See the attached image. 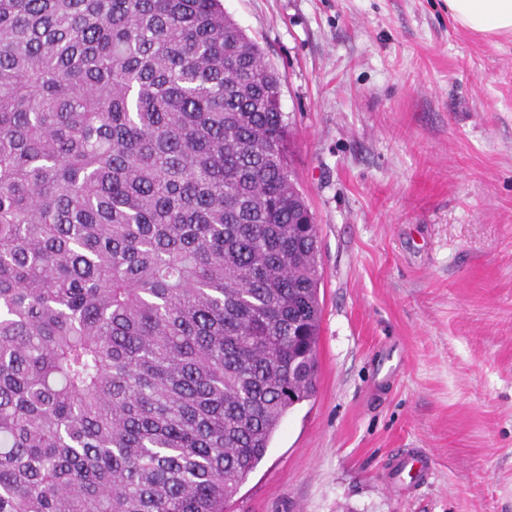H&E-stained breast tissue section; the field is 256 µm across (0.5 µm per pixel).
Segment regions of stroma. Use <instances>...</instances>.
<instances>
[{"label": "stroma", "instance_id": "obj_1", "mask_svg": "<svg viewBox=\"0 0 512 512\" xmlns=\"http://www.w3.org/2000/svg\"><path fill=\"white\" fill-rule=\"evenodd\" d=\"M223 4L280 77L323 303L317 392L228 512H512V34L446 0Z\"/></svg>", "mask_w": 512, "mask_h": 512}]
</instances>
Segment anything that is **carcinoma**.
<instances>
[{
  "label": "carcinoma",
  "mask_w": 512,
  "mask_h": 512,
  "mask_svg": "<svg viewBox=\"0 0 512 512\" xmlns=\"http://www.w3.org/2000/svg\"><path fill=\"white\" fill-rule=\"evenodd\" d=\"M279 99L222 0H0V512H224L313 397Z\"/></svg>",
  "instance_id": "cac0c4a2"
}]
</instances>
